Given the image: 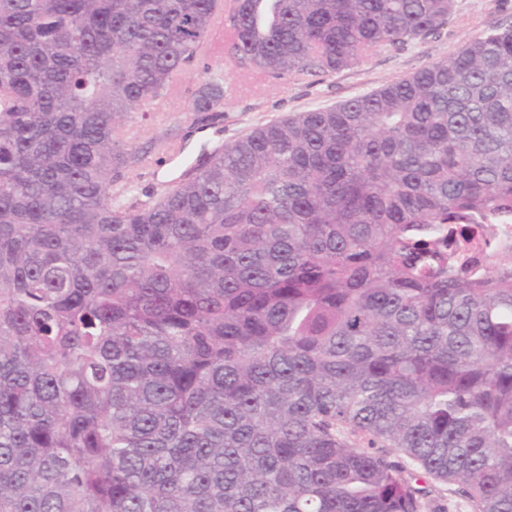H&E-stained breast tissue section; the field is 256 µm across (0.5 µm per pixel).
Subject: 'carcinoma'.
Segmentation results:
<instances>
[{
  "label": "carcinoma",
  "mask_w": 512,
  "mask_h": 512,
  "mask_svg": "<svg viewBox=\"0 0 512 512\" xmlns=\"http://www.w3.org/2000/svg\"><path fill=\"white\" fill-rule=\"evenodd\" d=\"M453 6L0 0V512H512V24L112 197L171 95L224 117L213 57L328 75ZM178 174L179 170L176 167V162H163L160 166H155L150 172L145 171L143 177L137 181V191L139 193L125 194V198H132L133 195H137L138 198L146 200V197L142 196V189L154 188V190L160 191L165 184ZM421 487L430 491L428 499L431 501V508L426 512H472L464 498L457 493V486L431 478H424L419 482Z\"/></svg>",
  "instance_id": "1"
}]
</instances>
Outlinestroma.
Masks as SVG:
<instances>
[{
  "mask_svg": "<svg viewBox=\"0 0 512 512\" xmlns=\"http://www.w3.org/2000/svg\"><path fill=\"white\" fill-rule=\"evenodd\" d=\"M512 24V0H455L447 24L436 34L404 48H380L351 68L317 77L287 82L238 80L227 70L223 58L213 61L233 83L224 100V132L195 133L186 144L190 155L202 148L230 142L255 126L270 120L329 107L375 91L417 71L424 65L451 59L471 37L499 26Z\"/></svg>",
  "mask_w": 512,
  "mask_h": 512,
  "instance_id": "stroma-1",
  "label": "stroma"
}]
</instances>
